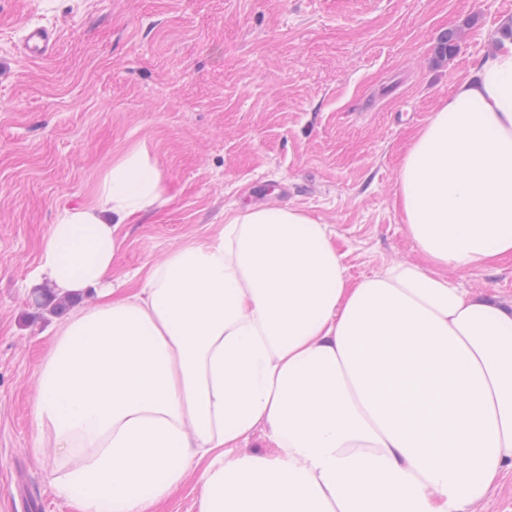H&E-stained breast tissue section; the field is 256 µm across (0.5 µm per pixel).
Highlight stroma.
Returning a JSON list of instances; mask_svg holds the SVG:
<instances>
[{"label": "stroma", "instance_id": "1", "mask_svg": "<svg viewBox=\"0 0 512 512\" xmlns=\"http://www.w3.org/2000/svg\"><path fill=\"white\" fill-rule=\"evenodd\" d=\"M508 15L507 0H0V512H77L31 412L58 317L30 283L60 209L137 150L162 196L124 225L113 278L139 281L251 204L329 225L351 280L420 261L396 204L403 157ZM34 26L56 34L37 60ZM449 276L512 299V257ZM202 494L196 468L157 512H200Z\"/></svg>", "mask_w": 512, "mask_h": 512}]
</instances>
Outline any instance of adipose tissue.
<instances>
[{"instance_id": "ef3b65f1", "label": "adipose tissue", "mask_w": 512, "mask_h": 512, "mask_svg": "<svg viewBox=\"0 0 512 512\" xmlns=\"http://www.w3.org/2000/svg\"><path fill=\"white\" fill-rule=\"evenodd\" d=\"M502 29L403 158L424 263L352 283L328 225L248 205L115 288L122 225L161 197L136 151L58 211L36 279L96 301L58 322L32 416L78 512H154L200 464V512H477L512 471V305L447 272L512 257ZM259 426L276 456L241 454Z\"/></svg>"}]
</instances>
